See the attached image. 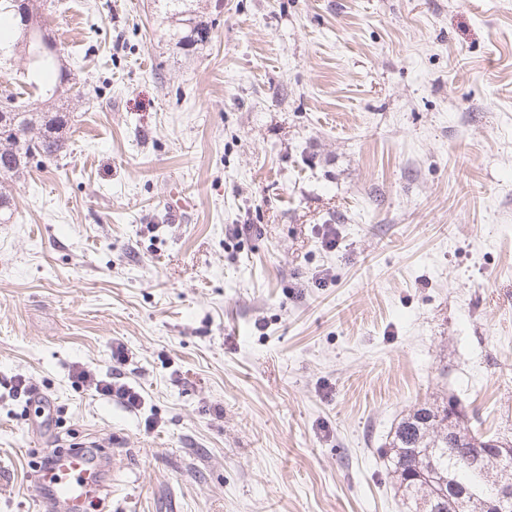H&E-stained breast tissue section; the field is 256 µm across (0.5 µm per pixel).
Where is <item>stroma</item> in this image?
<instances>
[{
  "instance_id": "stroma-1",
  "label": "stroma",
  "mask_w": 512,
  "mask_h": 512,
  "mask_svg": "<svg viewBox=\"0 0 512 512\" xmlns=\"http://www.w3.org/2000/svg\"><path fill=\"white\" fill-rule=\"evenodd\" d=\"M206 13L186 52L153 0L56 4L80 93L0 223V512L91 443L101 512H403L379 450L415 403L512 439V0ZM78 378L84 382H90L98 394L110 398L129 411H138L144 406L145 402L141 392L127 383L91 379V376L84 370L79 372Z\"/></svg>"
}]
</instances>
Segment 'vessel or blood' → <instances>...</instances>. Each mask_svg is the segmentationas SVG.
I'll return each instance as SVG.
<instances>
[{"label": "vessel or blood", "mask_w": 512, "mask_h": 512, "mask_svg": "<svg viewBox=\"0 0 512 512\" xmlns=\"http://www.w3.org/2000/svg\"><path fill=\"white\" fill-rule=\"evenodd\" d=\"M37 481L50 493V512H94L97 494L107 488L97 459L80 449L59 451Z\"/></svg>", "instance_id": "obj_1"}]
</instances>
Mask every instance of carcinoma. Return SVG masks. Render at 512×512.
Returning <instances> with one entry per match:
<instances>
[{
  "label": "carcinoma",
  "mask_w": 512,
  "mask_h": 512,
  "mask_svg": "<svg viewBox=\"0 0 512 512\" xmlns=\"http://www.w3.org/2000/svg\"><path fill=\"white\" fill-rule=\"evenodd\" d=\"M26 12L15 10L14 0H0V20L16 26L12 39H0V57L33 51L38 37L50 32L53 0H27ZM170 39L190 50L211 38L213 21L204 19L196 0H164ZM56 41L28 61L17 82L41 91L31 108L9 94L0 100V211L11 210L6 183L27 171L28 157L53 159L61 152L70 119L68 100L60 88L71 71L58 64ZM465 405L455 397L441 403L417 404L389 433L380 448L403 499L429 502L437 512H484L494 495L496 471L488 465L479 479L471 461L482 456L488 443L500 437L484 436L465 426Z\"/></svg>",
  "instance_id": "carcinoma-1"
}]
</instances>
